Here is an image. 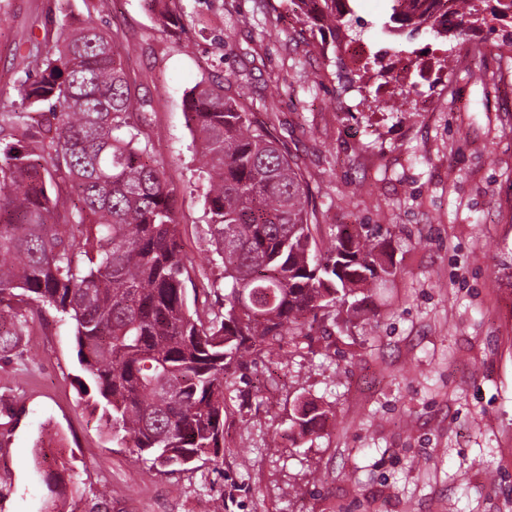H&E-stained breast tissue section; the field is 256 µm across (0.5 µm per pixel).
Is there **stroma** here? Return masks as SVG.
<instances>
[{
    "instance_id": "1",
    "label": "stroma",
    "mask_w": 512,
    "mask_h": 512,
    "mask_svg": "<svg viewBox=\"0 0 512 512\" xmlns=\"http://www.w3.org/2000/svg\"><path fill=\"white\" fill-rule=\"evenodd\" d=\"M185 31L162 33L141 0H0V112L21 111L30 49L63 22L119 34L151 108L143 128L163 163L184 253L219 281L184 94L202 79L250 77L254 110L297 155L321 224L403 226L397 274L344 335L317 333L291 358L248 363L226 393L222 464L163 474L112 442L78 395L74 327L48 315L0 353V512H42V473L71 461L86 512H512V27L465 43L428 33L394 41L391 0H353L371 44L335 70L282 0H171ZM453 55L447 86H377L393 43ZM335 417L300 455L274 432L295 394Z\"/></svg>"
}]
</instances>
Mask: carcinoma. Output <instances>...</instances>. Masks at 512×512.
<instances>
[{
	"instance_id": "obj_1",
	"label": "carcinoma",
	"mask_w": 512,
	"mask_h": 512,
	"mask_svg": "<svg viewBox=\"0 0 512 512\" xmlns=\"http://www.w3.org/2000/svg\"><path fill=\"white\" fill-rule=\"evenodd\" d=\"M159 28L184 30L169 0H142ZM475 24L477 0H456ZM323 52L352 29L349 0H287ZM386 32L445 38L426 0H392ZM117 38L91 21L63 24L39 72L19 89L21 112L0 113V313L56 317L74 326L77 358L94 409L112 442L163 473L219 464L225 391L258 357L293 355L307 319L324 332L347 317L371 286L397 273L392 233L379 224H336L324 236L301 166L274 128L252 111L249 81L230 95L214 77L185 94L196 134L199 177L216 283L193 282L181 250L164 167L141 144L147 100L136 93ZM193 296H188V292ZM331 410L299 393L276 436L285 447L325 430ZM74 469L43 481L49 512Z\"/></svg>"
}]
</instances>
